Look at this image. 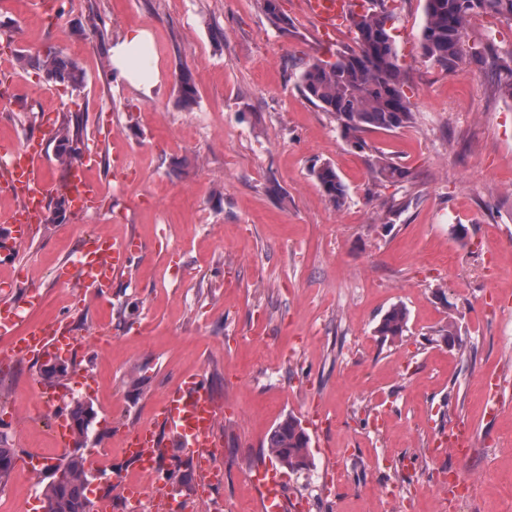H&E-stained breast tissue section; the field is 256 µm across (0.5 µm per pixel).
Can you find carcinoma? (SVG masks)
Segmentation results:
<instances>
[{"instance_id": "obj_1", "label": "carcinoma", "mask_w": 512, "mask_h": 512, "mask_svg": "<svg viewBox=\"0 0 512 512\" xmlns=\"http://www.w3.org/2000/svg\"><path fill=\"white\" fill-rule=\"evenodd\" d=\"M388 0H372V7L350 16L355 32V47L336 52L333 61L317 60L306 64L299 74L301 93L326 112L336 123L340 136L352 147L365 150L363 135L373 130L407 127L414 120L410 97L404 86L402 68L390 30L393 18ZM269 22L278 29H288V17L278 0H262ZM485 14L512 22V0H425V23L421 48L425 57L448 72L470 61L476 64L487 59V49L463 47L466 24L474 15ZM37 62L47 80L66 83L75 89L85 85L86 77L76 63L63 57L47 54L44 57L29 53L21 55L25 66ZM498 91L512 98V55L496 62ZM179 100L183 107L196 103L197 90L191 74L183 70L178 76ZM57 160L68 165L77 160L83 144L79 118L65 114L55 134ZM374 169L386 178L399 182L406 172L383 156L374 158ZM325 197L335 207L345 204L346 190L335 168L323 163L313 168ZM407 325V312L394 306L386 312L378 326L381 336H400ZM95 411L89 402L75 401L69 407L75 446L59 463L50 468L49 481L44 486L43 502L48 512H91L87 495L88 476L81 449L89 438V428ZM309 436L294 417L288 416L272 431L268 453L281 466L303 470L309 466ZM16 450L11 448L5 434H0V485L7 481L13 469Z\"/></svg>"}]
</instances>
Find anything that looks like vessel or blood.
I'll use <instances>...</instances> for the list:
<instances>
[{
	"label": "vessel or blood",
	"mask_w": 512,
	"mask_h": 512,
	"mask_svg": "<svg viewBox=\"0 0 512 512\" xmlns=\"http://www.w3.org/2000/svg\"><path fill=\"white\" fill-rule=\"evenodd\" d=\"M304 5L327 32L347 23L356 7L355 0H304ZM42 153L39 139H28L20 147L0 139V181L8 184L15 201L8 213L0 215V222L7 226L6 233L0 235V254L13 255L30 239L35 224L42 221L47 203L58 194H66L76 212L101 203L99 186L88 177L85 163L67 165L61 179L55 180L38 167ZM132 247L128 239L112 238L102 243L95 235L84 236L71 265L74 288L84 296L102 292L127 268ZM11 291V285L0 287V335L10 337L12 354L42 360L68 357L75 344L66 325L60 321L23 325L20 309L8 301ZM35 393L50 417L56 446L71 447L73 435L59 388L41 385ZM222 417L223 407L203 376L183 378L169 388L153 424L119 433L124 457L133 460L141 474L156 479L150 492L140 482H121V501L149 495L153 498V512H174L181 497L180 486L159 479L157 473L162 460L169 458L175 448L179 449L181 460L196 472L198 496H214L222 485L217 477L220 451L216 444L217 424ZM253 480L260 489V512H286L288 500L277 471L258 470Z\"/></svg>",
	"instance_id": "obj_1"
}]
</instances>
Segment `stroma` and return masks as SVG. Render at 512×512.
Returning a JSON list of instances; mask_svg holds the SVG:
<instances>
[{
  "mask_svg": "<svg viewBox=\"0 0 512 512\" xmlns=\"http://www.w3.org/2000/svg\"><path fill=\"white\" fill-rule=\"evenodd\" d=\"M0 0V136L44 141L43 165L59 174L43 117L80 114L83 158L106 203L54 214L17 254L41 307L94 340L69 359L73 398L95 418L83 449L112 451L119 426L152 420L179 378L204 376L224 402L222 499L226 512H258L249 471L269 462L267 439L286 415L310 436L307 469L282 470L291 501L319 495L317 512H436L432 473L452 466L473 478L476 512H512V99L495 88V63L452 73L420 48L424 0H393L392 35L416 121L374 131L353 150L297 83L305 63L328 60L353 33L324 41L301 0H280L288 30L260 0ZM86 32L74 36V29ZM151 37V95L121 78L109 49L131 29ZM466 44L512 50V24L484 17ZM53 50L76 62L86 84L49 81L16 52ZM198 91L178 103L177 76ZM123 142L112 148L113 138ZM382 152L408 176L370 167ZM334 165L342 208L312 169ZM135 238L140 250L103 297L76 298L67 268L86 234ZM402 336H380L393 306ZM453 326L457 345L440 334ZM40 360L0 373V431L18 453L5 484L28 502L42 485L25 454L50 463V423L34 396ZM96 377L94 390L79 380ZM506 387L487 414L484 380ZM472 427L474 457L430 456L451 422Z\"/></svg>",
  "mask_w": 512,
  "mask_h": 512,
  "instance_id": "35a3bbf8",
  "label": "stroma"
}]
</instances>
